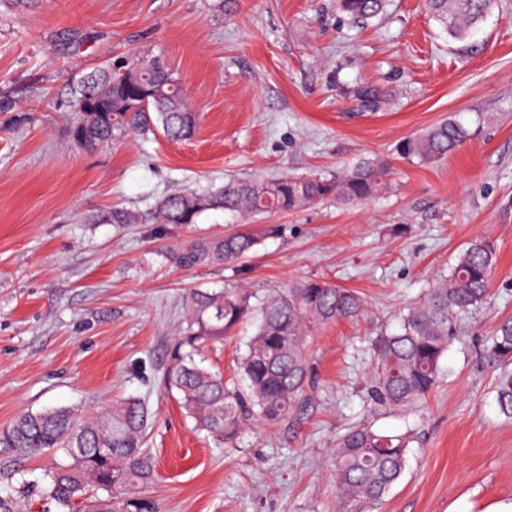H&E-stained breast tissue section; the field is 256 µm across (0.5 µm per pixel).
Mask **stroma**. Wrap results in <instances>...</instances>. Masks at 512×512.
<instances>
[{"mask_svg": "<svg viewBox=\"0 0 512 512\" xmlns=\"http://www.w3.org/2000/svg\"><path fill=\"white\" fill-rule=\"evenodd\" d=\"M138 47L163 53L202 119L172 142L135 137L92 152L66 137L67 88ZM383 95L364 109L359 86ZM0 428L18 414L112 402L148 405L163 512H333L336 439L368 424L413 438L406 469L377 512H490L512 503V420L495 402L484 346L512 315V0L463 41L422 7L389 0L368 26L343 25L334 0H0ZM452 118L468 138L439 163L399 157L400 140ZM392 165L391 187L360 205L323 202L262 216L280 227L232 266L182 268L177 245L241 229L220 211L197 223L90 224L115 206L146 210L179 190L230 178L339 173L363 158ZM493 239L485 303L459 316L438 386L404 410L367 396L369 340L398 330L466 244ZM357 291L363 312L318 328L302 408L234 444L194 431L161 384L188 290L266 295L301 278ZM253 333L205 348L235 375ZM47 460L0 448V494L19 512H55L39 480Z\"/></svg>", "mask_w": 512, "mask_h": 512, "instance_id": "stroma-1", "label": "stroma"}]
</instances>
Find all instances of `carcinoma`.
Segmentation results:
<instances>
[{
  "instance_id": "carcinoma-1",
  "label": "carcinoma",
  "mask_w": 512,
  "mask_h": 512,
  "mask_svg": "<svg viewBox=\"0 0 512 512\" xmlns=\"http://www.w3.org/2000/svg\"><path fill=\"white\" fill-rule=\"evenodd\" d=\"M387 2L336 0V10L355 26L367 25L384 13ZM494 4L495 0H425L429 14L456 40L465 39ZM171 78L167 61L150 50L92 68L69 88L70 145L92 150L159 133L174 141L190 139L201 116L192 110L182 88H169ZM357 96L369 110L380 109L382 95L376 88L362 85ZM89 101L107 111L81 115ZM467 137L463 125L444 119L405 138L398 154L429 165L445 159ZM390 175L386 160L364 158L331 177L232 179L213 191L171 193L146 211L114 207L95 219L114 224H195L208 211L257 216L329 199L350 206L387 191ZM278 232V226L269 225L260 234L202 238L174 249L169 257L183 268L228 266ZM496 257L494 240H471L448 274L438 276L424 298L408 309L400 329L371 340L372 400L404 408L434 389L455 319L488 296ZM186 304L185 327L167 347L162 383L178 395L194 428L222 443L235 442L252 418L273 427L293 415L310 381L308 339L319 326L356 318L363 310L356 292L320 278L301 279L263 297L242 288L195 290L188 293ZM244 322L254 326V333L240 359L242 386H231L221 372L204 365L202 351L224 341ZM487 352L500 366L495 383L498 411L512 419V317L499 323ZM149 421V408L140 399L115 402L91 418L73 407L28 411L0 429V448L49 456L42 494L57 512H160L156 501L144 494L157 476L155 457L144 448ZM409 443L405 434H386L369 425L341 435L333 460L336 512H371L379 505L405 470Z\"/></svg>"
}]
</instances>
